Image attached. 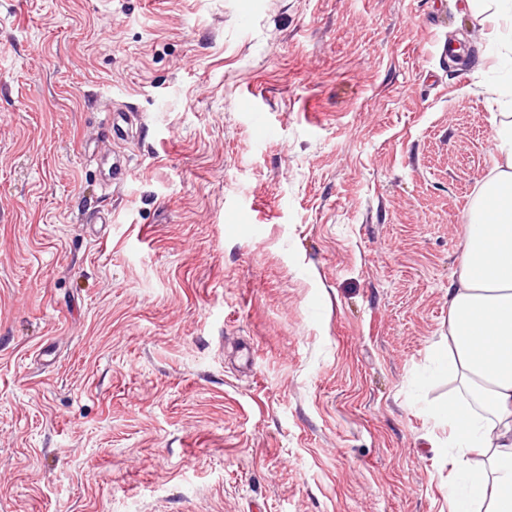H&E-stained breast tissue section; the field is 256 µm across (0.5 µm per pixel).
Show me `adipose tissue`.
Here are the masks:
<instances>
[{
	"instance_id": "1",
	"label": "adipose tissue",
	"mask_w": 512,
	"mask_h": 512,
	"mask_svg": "<svg viewBox=\"0 0 512 512\" xmlns=\"http://www.w3.org/2000/svg\"><path fill=\"white\" fill-rule=\"evenodd\" d=\"M489 93L503 111L500 160L460 244L435 356L450 384L447 407L432 412L448 432L449 512H512V96Z\"/></svg>"
}]
</instances>
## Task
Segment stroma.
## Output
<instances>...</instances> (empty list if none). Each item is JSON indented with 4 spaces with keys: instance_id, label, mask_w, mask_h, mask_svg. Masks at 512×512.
I'll list each match as a JSON object with an SVG mask.
<instances>
[{
    "instance_id": "obj_1",
    "label": "stroma",
    "mask_w": 512,
    "mask_h": 512,
    "mask_svg": "<svg viewBox=\"0 0 512 512\" xmlns=\"http://www.w3.org/2000/svg\"><path fill=\"white\" fill-rule=\"evenodd\" d=\"M502 54L467 0H0V512H448Z\"/></svg>"
}]
</instances>
